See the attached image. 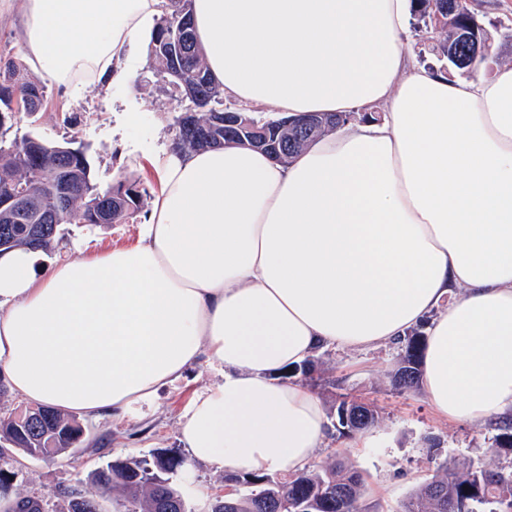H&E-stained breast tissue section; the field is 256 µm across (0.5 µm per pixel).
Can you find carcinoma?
I'll list each match as a JSON object with an SVG mask.
<instances>
[{
    "label": "carcinoma",
    "mask_w": 512,
    "mask_h": 512,
    "mask_svg": "<svg viewBox=\"0 0 512 512\" xmlns=\"http://www.w3.org/2000/svg\"><path fill=\"white\" fill-rule=\"evenodd\" d=\"M181 0H168L157 22V32L148 56L154 74L168 81L172 95L181 103L174 120L172 146L179 151H203L222 144L247 146L266 152L278 161H289L315 140L355 120V113L311 114L282 128L280 119H258L249 109L224 103V89L207 75V66L196 35L187 47L182 73L170 74L171 63L163 50L164 41L182 35ZM411 26L415 35H426L431 52L446 62V72L471 76L487 63L490 33H481V50L462 39L460 31L476 20L475 15L450 14L442 0H413ZM194 85L196 107L187 111L184 86ZM45 98L40 81L21 74L10 64L0 71V129L17 122L18 113L39 111ZM259 129L277 144V152L252 141L248 134ZM27 191L30 206L23 210L0 209V247H30L48 252L64 235L65 224L94 225L93 212L107 206L108 223L125 224L144 205L146 188L129 180H119L102 188L95 181L85 152L71 143H51L36 134L7 141L0 134V204ZM46 228L33 237L30 227ZM404 353L394 375L400 388L421 382L420 360L423 335L414 331L403 340ZM335 428L341 437L351 438L377 423L375 409L354 400L336 403ZM82 435L77 421L49 406L28 407L17 415L0 417V458L15 448L32 457L57 456L69 451ZM190 463L173 450L153 452L141 458H117L91 471L89 479L98 496L86 495L82 486L63 492L66 512H103L102 501L121 492V512H192L182 498L181 476ZM443 476L426 483L407 499L400 512H503L512 506V468L459 469L445 462ZM233 488L228 496L230 512H363L360 499L364 480L360 473L336 465L332 468L297 469L287 475L239 472L225 477ZM4 512H44L43 499L22 497L8 503Z\"/></svg>",
    "instance_id": "carcinoma-1"
}]
</instances>
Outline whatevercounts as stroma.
<instances>
[{
    "label": "stroma",
    "instance_id": "35a3bbf8",
    "mask_svg": "<svg viewBox=\"0 0 512 512\" xmlns=\"http://www.w3.org/2000/svg\"><path fill=\"white\" fill-rule=\"evenodd\" d=\"M471 9L491 32L490 65L512 64V40L504 38L501 23H512V0H473ZM22 12L20 0H0V59L20 61ZM40 112L21 115L9 138L31 132L53 142L76 140L90 162L100 186L121 179L140 182L150 194L160 189L155 157L172 143L174 119L179 111L167 83L142 62L128 93L140 105L128 126H120L112 110V95L101 88L82 98H64L53 83L45 85ZM144 214L126 224L86 226L70 224L60 240L62 251L81 246L94 254L115 245H132L139 238ZM403 353L401 345L388 344L365 350L320 346L312 352L318 380L313 391L325 408L338 396L374 406L379 420L374 426L378 442L369 448L349 447L347 439L330 432L324 447L316 449L312 466L344 462L365 479L362 506L367 512H399L404 500L430 480L444 460L484 468L512 465V450L496 447V420L473 426L446 420L436 414L423 388L398 391L391 376ZM222 379L220 372L201 363L186 370L176 382L163 387L154 400L128 415L109 413L80 417L83 437L75 448L54 458L30 457L11 450L0 466L17 468L9 498L44 499L46 512H64L63 489L86 478L96 467L114 458L143 457L165 449L182 450L178 420L197 393ZM437 454H429L430 442Z\"/></svg>",
    "mask_w": 512,
    "mask_h": 512
}]
</instances>
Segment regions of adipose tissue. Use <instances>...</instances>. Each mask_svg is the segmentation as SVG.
I'll return each instance as SVG.
<instances>
[{
	"instance_id": "1",
	"label": "adipose tissue",
	"mask_w": 512,
	"mask_h": 512,
	"mask_svg": "<svg viewBox=\"0 0 512 512\" xmlns=\"http://www.w3.org/2000/svg\"><path fill=\"white\" fill-rule=\"evenodd\" d=\"M163 0H22L23 61L64 94L129 86ZM412 0H193L227 98L278 116L371 112L281 163L247 147L156 158L136 244L0 254V373L72 413H126L205 362L222 382L179 417L193 460L306 467L321 399L281 371L317 347L427 324L444 418L512 416V65L417 66Z\"/></svg>"
}]
</instances>
